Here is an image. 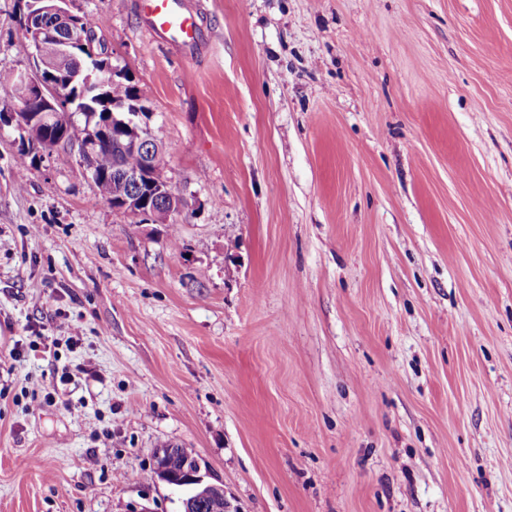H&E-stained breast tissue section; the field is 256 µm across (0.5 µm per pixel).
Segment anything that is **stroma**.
Masks as SVG:
<instances>
[{
    "instance_id": "obj_1",
    "label": "stroma",
    "mask_w": 512,
    "mask_h": 512,
    "mask_svg": "<svg viewBox=\"0 0 512 512\" xmlns=\"http://www.w3.org/2000/svg\"><path fill=\"white\" fill-rule=\"evenodd\" d=\"M189 2L192 56L74 2L172 223L0 129V512H179L167 446L240 512H512V0ZM159 450L154 452V458L157 456L154 460L157 478L168 486L181 489L184 492V496L187 497L186 500H183V505L187 508L186 512H190L188 508L194 504L196 499L200 498L223 499L226 511L236 512L232 503L224 496V486L212 480L206 463L198 454H194L193 449L173 448L178 460L187 454H194L184 459L181 470L177 472L171 471L165 460V455L162 450L160 452Z\"/></svg>"
}]
</instances>
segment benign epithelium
Instances as JSON below:
<instances>
[{
	"label": "benign epithelium",
	"mask_w": 512,
	"mask_h": 512,
	"mask_svg": "<svg viewBox=\"0 0 512 512\" xmlns=\"http://www.w3.org/2000/svg\"><path fill=\"white\" fill-rule=\"evenodd\" d=\"M17 4L19 24L27 40L32 66L17 71L15 81L9 86L15 108L9 112L0 109V127L15 125L21 152L28 155L49 150L50 144L44 135L51 124L52 113L58 111L54 85L61 75H69L80 97L85 98L118 76L127 77V73L111 63V54L95 53L84 33L88 25L75 13L73 0H17ZM80 49L91 54L94 64L87 67L79 61L77 51ZM149 120L147 112L129 113L122 121L124 133L117 137L112 132L111 120L100 121L87 128L86 141L76 154L80 166L91 175L92 154L113 137L140 151L141 166L125 171L122 179V184L128 186V194L112 202V209L142 223L167 224L172 215L183 210L186 201L170 182L152 197L142 195L143 185L153 186L154 171L164 162L166 154L164 146L152 134ZM154 464L161 482L184 492L185 508H190L200 498H217L224 500L226 512H236L232 503L224 498V486L212 479L199 455L185 458L177 472L170 469L161 452Z\"/></svg>",
	"instance_id": "obj_1"
}]
</instances>
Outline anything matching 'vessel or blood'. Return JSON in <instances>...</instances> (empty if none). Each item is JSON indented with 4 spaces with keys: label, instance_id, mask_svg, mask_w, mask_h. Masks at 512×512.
<instances>
[{
    "label": "vessel or blood",
    "instance_id": "b4317fda",
    "mask_svg": "<svg viewBox=\"0 0 512 512\" xmlns=\"http://www.w3.org/2000/svg\"><path fill=\"white\" fill-rule=\"evenodd\" d=\"M141 17L158 42H174L189 52L205 40L198 11L188 9L184 0H144Z\"/></svg>",
    "mask_w": 512,
    "mask_h": 512
}]
</instances>
